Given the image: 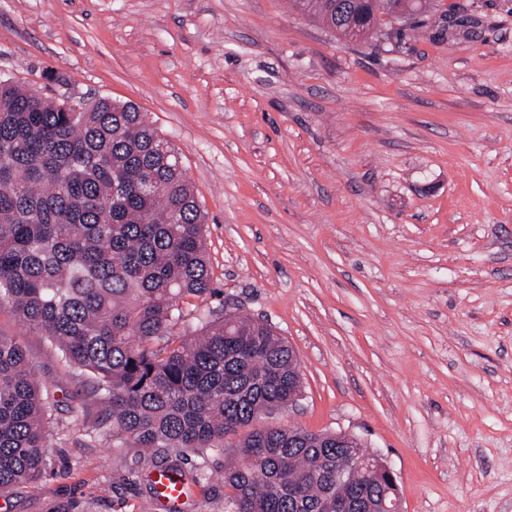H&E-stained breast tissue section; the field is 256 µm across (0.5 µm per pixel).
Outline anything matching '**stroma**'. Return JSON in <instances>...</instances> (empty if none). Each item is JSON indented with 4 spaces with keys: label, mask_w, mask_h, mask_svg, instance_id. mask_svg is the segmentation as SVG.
Segmentation results:
<instances>
[{
    "label": "stroma",
    "mask_w": 512,
    "mask_h": 512,
    "mask_svg": "<svg viewBox=\"0 0 512 512\" xmlns=\"http://www.w3.org/2000/svg\"><path fill=\"white\" fill-rule=\"evenodd\" d=\"M352 42L288 0H0V79L131 101L206 214L214 290L295 351L301 395L267 427L345 431L390 467L403 512H512V0ZM58 404L49 466L0 512H166L154 461L97 429L88 380L0 303ZM235 448L182 512H224Z\"/></svg>",
    "instance_id": "35a3bbf8"
}]
</instances>
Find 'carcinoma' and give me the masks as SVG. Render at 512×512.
Here are the masks:
<instances>
[{"instance_id":"carcinoma-1","label":"carcinoma","mask_w":512,"mask_h":512,"mask_svg":"<svg viewBox=\"0 0 512 512\" xmlns=\"http://www.w3.org/2000/svg\"><path fill=\"white\" fill-rule=\"evenodd\" d=\"M341 38L423 23L428 0H291ZM202 207L171 143L131 102L84 107L0 80V302L92 380L112 436L178 463L301 389L293 348L271 326L215 314L195 328L179 302L212 288ZM52 403L23 347L0 335V491L47 470ZM224 469L225 512H370L391 489L363 447L302 427L253 428Z\"/></svg>"}]
</instances>
